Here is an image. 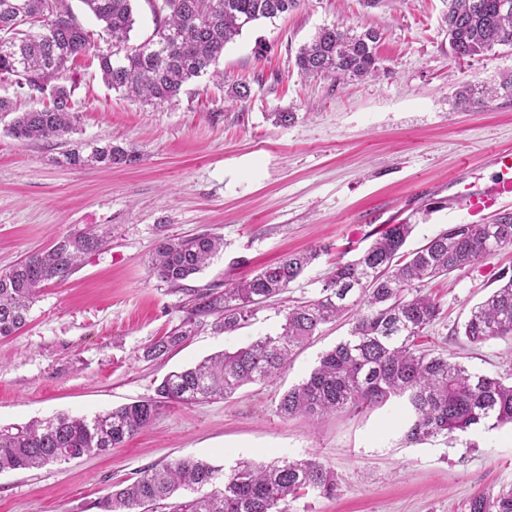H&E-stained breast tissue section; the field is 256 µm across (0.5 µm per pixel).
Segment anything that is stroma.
<instances>
[{"label": "stroma", "mask_w": 512, "mask_h": 512, "mask_svg": "<svg viewBox=\"0 0 512 512\" xmlns=\"http://www.w3.org/2000/svg\"><path fill=\"white\" fill-rule=\"evenodd\" d=\"M446 0H301L227 44L223 82L202 78L161 105L120 97L98 62L70 63L78 141H111L138 151L137 165L72 168L64 141L20 142L0 115V270L49 248L55 237L97 229L106 244L86 255L65 283L45 286L25 327L0 339V430L58 414L93 416L153 396L167 373L272 333L285 307L315 297L336 260H352L376 232L407 220L414 250L449 224L491 223L512 201L470 215L449 198L463 180L491 181L512 150V97L464 110L463 85L494 86L512 71V48L453 58ZM379 31L382 70L366 80L303 77L300 48L323 27ZM249 84L247 100L234 84ZM274 112L293 113L288 125ZM211 232L224 248L190 288L232 285L283 256L319 248V258L281 300L225 336L206 329L157 360L145 348L181 318L185 293L150 271L160 235ZM512 268V247L429 283L444 304L427 348L475 372L512 376V337L474 347L460 329L470 308ZM321 328L274 380L227 399L172 404L122 447L40 469L0 472V512H95L113 485L148 467L194 457L232 467L238 460L315 455L339 477L335 497L309 494L288 512H464L483 492L512 489V426L462 440L407 444L397 403L318 421L285 419L280 396L348 333Z\"/></svg>", "instance_id": "stroma-1"}]
</instances>
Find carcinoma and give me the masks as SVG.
Masks as SVG:
<instances>
[{
  "instance_id": "carcinoma-1",
  "label": "carcinoma",
  "mask_w": 512,
  "mask_h": 512,
  "mask_svg": "<svg viewBox=\"0 0 512 512\" xmlns=\"http://www.w3.org/2000/svg\"><path fill=\"white\" fill-rule=\"evenodd\" d=\"M81 2L103 25L97 40L66 0H0V80L48 99L42 108L13 119L7 132L16 140L62 139L75 131L73 90L56 80L81 55L97 58L103 81L121 96L171 102L196 79L224 78L214 67L224 47L244 29L299 5V0H148L154 30L133 43L134 0ZM444 22L449 48L458 59L512 47V0H448ZM378 40L373 29L324 27L300 48L296 65L305 77H375L380 71ZM500 93L512 97V74L497 88L463 87L455 94L456 104L481 106ZM63 157L75 167L141 160L137 152L111 142L81 143ZM413 230L407 222L389 226L357 258L336 262L316 298L287 308L278 332L167 374L153 397L90 419L63 414L14 432L0 431V471L38 469L108 452L123 446L171 403L225 399L245 385L264 383L286 368L293 350L320 326L349 313L348 336L319 357L307 379L280 397V417L317 420L404 399L413 412L404 434L408 444L451 439L489 422L494 427L512 423V383L497 373L473 372L418 342L444 315L442 302L425 285L512 247V212H502L495 224H450L405 253ZM104 244L92 229L63 235L48 250L1 270L0 337L26 325L43 286L66 282L82 255ZM223 246V239L211 233L163 236L150 269L158 280L181 290ZM318 255L316 248L291 253L224 288H184L190 300L179 324L146 355L157 359L205 326L226 334L237 331L286 292ZM497 281L498 288L471 308L463 324V336L474 346L512 335V270L502 269ZM339 488L336 474L313 456L241 461L227 473L187 457L144 470L94 507L100 512H286L290 500L309 493L330 498ZM468 512H512V491L475 496Z\"/></svg>"
}]
</instances>
